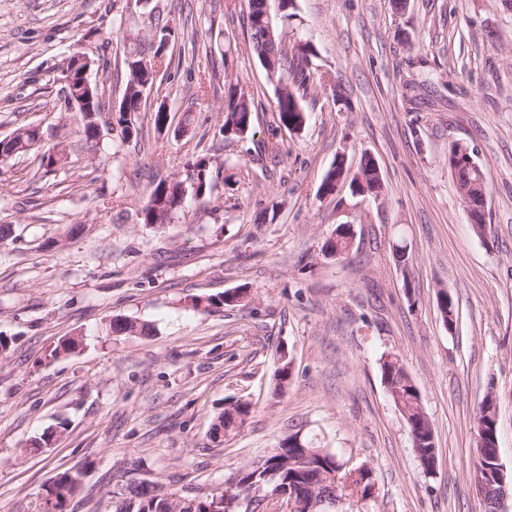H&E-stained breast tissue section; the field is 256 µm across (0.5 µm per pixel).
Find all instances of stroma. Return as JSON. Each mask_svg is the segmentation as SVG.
Listing matches in <instances>:
<instances>
[{"mask_svg": "<svg viewBox=\"0 0 512 512\" xmlns=\"http://www.w3.org/2000/svg\"><path fill=\"white\" fill-rule=\"evenodd\" d=\"M285 48L307 40L334 86L309 89L306 123L277 129L276 90L251 54L244 0H158L160 24L179 36L166 52L137 140L102 131L95 150L64 105L61 66L81 51L106 108L117 106L127 32L143 28L135 0H0V140L20 127L40 138L0 159V512H40L59 472L83 470L68 512H112L140 482L201 496L268 455L295 431L371 469L369 498L343 512H483L474 481V414L498 403L499 455L512 480V13L501 0H296L293 16L269 0ZM258 103L254 135L230 140L224 76ZM166 104L157 131L151 115ZM278 138L280 151L266 145ZM474 146L488 181V232L476 236L448 169V146ZM66 144L65 168L38 176V160ZM349 174L364 154L379 163V198L319 188L337 152ZM207 158L213 188L189 197L170 223L139 213L154 181ZM280 208L266 218L272 203ZM353 225L346 259L321 246ZM406 245L401 267L393 244ZM235 288L247 301L192 308L191 298ZM458 314L443 325L437 292ZM126 316L147 336H115ZM84 347L59 357L66 336ZM292 380L276 393L280 351ZM397 356L435 433L426 474L409 427L382 378ZM251 405L243 426L213 445L224 404ZM36 454L26 443L49 428Z\"/></svg>", "mask_w": 512, "mask_h": 512, "instance_id": "35a3bbf8", "label": "stroma"}]
</instances>
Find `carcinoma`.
<instances>
[{
    "mask_svg": "<svg viewBox=\"0 0 512 512\" xmlns=\"http://www.w3.org/2000/svg\"><path fill=\"white\" fill-rule=\"evenodd\" d=\"M249 29V48L258 61L272 52L278 54V67L273 73L267 74L270 82L276 84L277 97L275 111L277 112L278 126L289 131L301 128L305 119V110L302 105L304 92L308 87L322 86L329 76L315 66L313 59L317 52L315 47L304 42L298 44L294 57L297 58L296 67L288 71V55L281 46L280 34L274 28L266 29L258 25V17L267 10L265 0H245ZM174 35L169 26L160 28L156 26L145 27L144 33L136 40L128 43L123 52L124 89L119 107L114 116L119 128V139L126 143L138 137L139 129L130 118V114L139 111L143 92L152 88L155 77L154 62L165 58L168 40ZM84 65L79 60L70 58L65 69V77L73 78V83L61 87L63 97L67 98L73 90L79 88V74ZM86 98L87 112L79 113L80 125L85 139L97 137V127L94 121L87 119V115L100 114L105 103L102 101L97 86H91V92H82ZM256 111L252 98L242 99L239 93V84L229 83L224 90V123L220 132L229 134L232 139L246 138L253 128V117L246 113ZM35 130L32 128H18L13 134L0 140V156L11 157L27 154L33 149ZM193 172V182L187 178L164 180L150 186L148 199L141 209L140 215L144 224H167L174 214L182 208L187 193L199 197L207 193L212 187V165L210 160L199 158L187 165ZM483 194L477 192L472 196V212L476 216V223L472 224L474 233L482 237L485 235V213L481 212ZM246 296L239 295V290L226 292L222 295L210 296L204 300V307L237 306L244 302ZM441 319L448 332H453L457 324V314L454 299H448L445 306L439 308ZM109 328L117 336L146 335L150 327L128 318H114ZM382 378L388 392L401 412L412 435L413 448L419 464L427 467L436 456L434 430L429 419L423 417L420 394L410 377L399 365V360L387 358L382 366ZM249 412V405L235 401L227 404L215 417L210 435L227 436L236 432L245 422ZM335 456L328 453L321 454V448L316 445L314 438L303 435L301 442L289 435L285 437L267 456L262 468L247 467L236 472L228 480L236 484L235 493L240 500L246 503L245 512H259L264 507L267 494H276L281 504L287 505L294 501L298 505L296 512H311V499L313 490L323 484L336 485V498L345 500L349 493L356 492L365 499L372 494L374 487L371 470L357 468L353 470H339L336 466ZM83 473L79 470L65 471L56 476L52 484L45 489L42 495V512H67V503L80 490ZM476 485L485 484L489 490L485 492L486 504L484 512H492L491 502L497 498L500 485L495 477L487 474L485 467L478 464L475 470ZM225 486H220L203 496H194L193 506L187 507L189 512H209L214 505V498L224 496ZM115 512H171L167 496L145 485L128 487V493L116 505Z\"/></svg>",
    "mask_w": 512,
    "mask_h": 512,
    "instance_id": "1",
    "label": "carcinoma"
}]
</instances>
